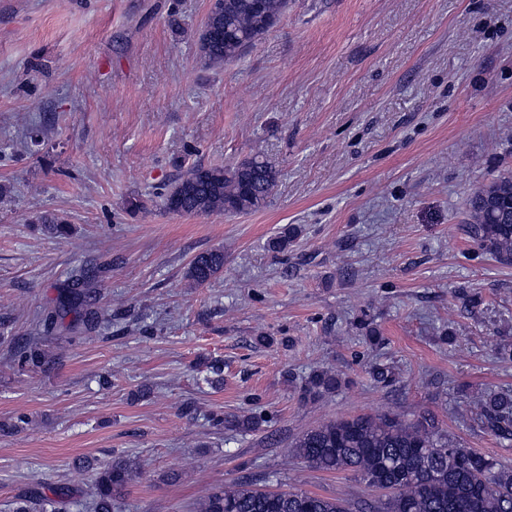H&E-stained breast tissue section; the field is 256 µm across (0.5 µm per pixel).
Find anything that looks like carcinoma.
<instances>
[{
    "label": "carcinoma",
    "instance_id": "obj_1",
    "mask_svg": "<svg viewBox=\"0 0 512 512\" xmlns=\"http://www.w3.org/2000/svg\"><path fill=\"white\" fill-rule=\"evenodd\" d=\"M287 9L288 0H222V7L210 10L198 30L201 58L208 66L239 58ZM277 179L275 167L256 154L234 168L193 165L165 188L161 198L167 210L179 214L248 213L267 204ZM39 221L58 237L69 235L67 222L55 214H42ZM468 224L482 251L503 265H512L511 170L500 172L473 193ZM298 235V228L285 227L269 239L267 248L284 254ZM223 269L224 251L206 250L190 261L186 278L202 287ZM90 279L88 270H74V291L62 307L74 308V301L82 296L78 289ZM340 384L334 371L316 370L307 377L302 395L315 399L334 392ZM475 421L500 444L512 447V390L485 392L478 400ZM215 422L250 432L264 418L251 415ZM287 452L317 470L350 471L366 487L384 494L359 504L240 481L207 495L199 502L198 512H512V464L464 447L429 415L406 420L393 413L361 414L330 420L303 433ZM137 476L135 464L120 455L100 468L91 493L94 512H115ZM37 501L50 505L52 512H66L70 491L56 489L51 499L36 491L18 499L13 512H30Z\"/></svg>",
    "mask_w": 512,
    "mask_h": 512
}]
</instances>
